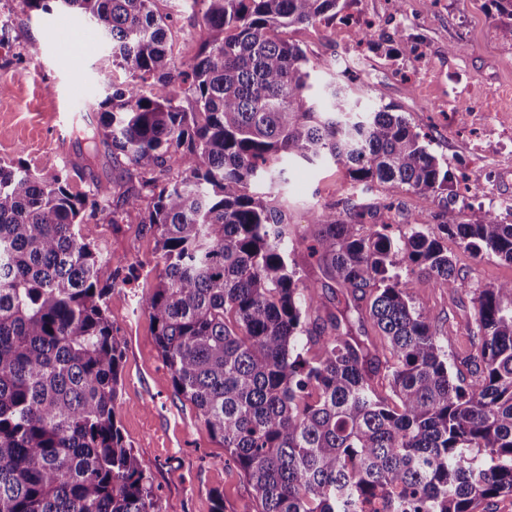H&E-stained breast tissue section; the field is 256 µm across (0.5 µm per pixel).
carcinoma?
<instances>
[{
  "label": "carcinoma",
  "instance_id": "1",
  "mask_svg": "<svg viewBox=\"0 0 512 512\" xmlns=\"http://www.w3.org/2000/svg\"><path fill=\"white\" fill-rule=\"evenodd\" d=\"M20 2L83 18L128 71L97 104L86 155H122L139 179L114 199L99 182L72 192L78 163H0V512H160L116 420L122 341L102 252L83 233L144 201L163 268L141 305L175 394L244 473L259 512H477L512 495V281L473 298L467 377L451 372L412 295L420 277L465 287L450 237L512 263V224L482 208L456 223L428 135L322 80L328 60L286 38L336 17L340 0H192L205 4L204 38L181 64L160 0ZM490 2L512 43V0ZM295 162L439 194L438 231L411 224L396 238L391 224H367L392 204L349 197L314 214L304 251L351 295L324 315L289 262L287 213L254 191L287 181ZM366 322L388 342L386 396L373 384L379 356L355 331Z\"/></svg>",
  "mask_w": 512,
  "mask_h": 512
}]
</instances>
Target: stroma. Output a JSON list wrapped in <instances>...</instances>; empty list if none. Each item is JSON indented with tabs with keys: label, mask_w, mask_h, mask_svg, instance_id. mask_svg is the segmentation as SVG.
<instances>
[{
	"label": "stroma",
	"mask_w": 512,
	"mask_h": 512,
	"mask_svg": "<svg viewBox=\"0 0 512 512\" xmlns=\"http://www.w3.org/2000/svg\"><path fill=\"white\" fill-rule=\"evenodd\" d=\"M161 11L177 20L175 52L194 54L204 37L200 12L182 0H162ZM488 0H346L329 23L299 27L289 37L336 70L353 68L352 85L362 103L387 105L430 138V149L448 163L450 175L466 172L454 215L471 219L478 206H493L501 223L512 224V43L503 41L489 15ZM67 14L21 10L17 0H0V26L11 46L0 48V80L12 88L0 97V161L25 160L45 173L63 166L56 150L57 132L67 131L74 152L85 149L72 125L75 111H88L126 80L108 59L109 48L93 27L80 21L65 37L52 25H65ZM371 25L362 38L361 22ZM131 166L121 157L99 153L73 178L71 190L85 193L93 183L115 190L130 187ZM256 192L288 208L295 237L308 235L314 213L354 197L363 203L391 202L394 234L408 225L437 230L442 208L437 198L413 190L388 193L382 186L352 190L342 167L332 163L294 164L287 182L258 183ZM145 208L118 210L115 223L92 224L85 232L105 260L102 282L111 283L118 266L134 268L131 283H111L107 300L123 342L122 385L115 402L118 424L149 476L162 508L210 512L215 494L224 512H257L259 504L243 473L198 420L195 408L174 393L172 378L155 342L142 296L153 292L163 267L152 237L142 230ZM448 253L466 280L451 294L425 279L415 282L414 304L438 317L453 369L470 350L461 321L474 312L478 289L512 280V264L493 255L473 256L449 242Z\"/></svg>",
	"instance_id": "1"
}]
</instances>
